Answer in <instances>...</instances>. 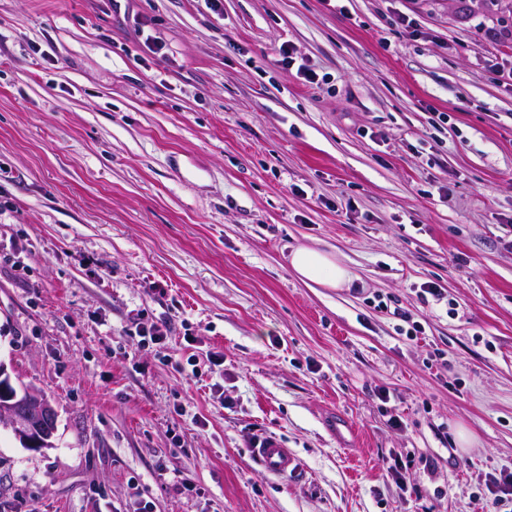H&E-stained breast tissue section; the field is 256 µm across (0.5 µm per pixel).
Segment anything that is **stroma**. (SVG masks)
<instances>
[{
  "label": "stroma",
  "mask_w": 512,
  "mask_h": 512,
  "mask_svg": "<svg viewBox=\"0 0 512 512\" xmlns=\"http://www.w3.org/2000/svg\"><path fill=\"white\" fill-rule=\"evenodd\" d=\"M500 24L512 0H0V362L58 413L51 448L0 431V512H479L512 471ZM300 245L350 287L298 280ZM292 271L308 287L343 288L353 281L350 271L325 250L299 246L288 256ZM258 435L253 436L251 444ZM251 456L265 471L274 474H286L288 471L296 472L298 469L297 460L284 448L281 441L271 437H261L253 443L250 448Z\"/></svg>",
  "instance_id": "35a3bbf8"
}]
</instances>
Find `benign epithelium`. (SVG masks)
<instances>
[{"mask_svg": "<svg viewBox=\"0 0 512 512\" xmlns=\"http://www.w3.org/2000/svg\"><path fill=\"white\" fill-rule=\"evenodd\" d=\"M56 421L49 400L30 385L15 388L0 362V427L8 429L26 448H52Z\"/></svg>", "mask_w": 512, "mask_h": 512, "instance_id": "7a95c632", "label": "benign epithelium"}]
</instances>
